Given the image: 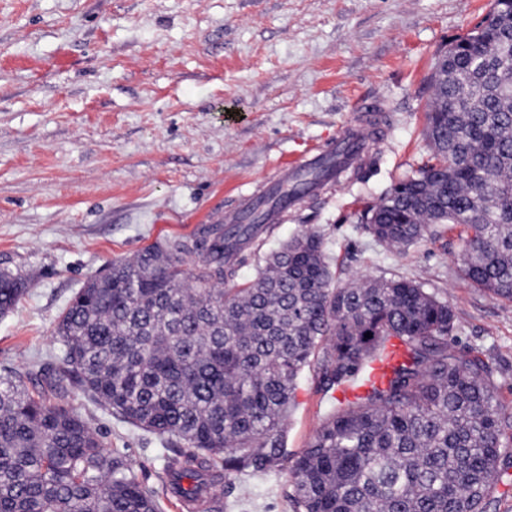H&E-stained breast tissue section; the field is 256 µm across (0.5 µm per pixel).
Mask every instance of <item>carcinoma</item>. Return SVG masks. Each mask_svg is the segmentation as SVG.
I'll return each mask as SVG.
<instances>
[{
	"label": "carcinoma",
	"instance_id": "1",
	"mask_svg": "<svg viewBox=\"0 0 512 512\" xmlns=\"http://www.w3.org/2000/svg\"><path fill=\"white\" fill-rule=\"evenodd\" d=\"M434 61L426 139L434 164L360 217L389 249L459 228L471 284L512 303V0ZM222 224L152 244L84 282L58 317L61 367L0 375V512H159L135 462L65 400L68 387L171 448L174 493L224 512V479L288 461L286 420L311 365L330 388L357 381L392 338L385 386L339 403L288 469L294 512H486L512 446L491 370L454 346L448 302L402 276L336 284L321 236L297 234L242 288L237 254L256 235ZM24 294L0 269V316ZM370 337H365V333Z\"/></svg>",
	"mask_w": 512,
	"mask_h": 512
}]
</instances>
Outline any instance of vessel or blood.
Wrapping results in <instances>:
<instances>
[{"mask_svg":"<svg viewBox=\"0 0 512 512\" xmlns=\"http://www.w3.org/2000/svg\"><path fill=\"white\" fill-rule=\"evenodd\" d=\"M378 138L371 130L353 125L343 126L334 143L320 147L315 146L299 154H293L277 162L271 169L263 186L264 193L240 195L234 208L225 210L224 221L228 224L245 225L256 221L271 225L281 223L283 210L281 207L267 203L268 195L280 189H288L295 194L310 190L311 185L305 180L308 172L322 167L342 155L344 149L354 146L365 151L378 145ZM404 358V350L397 341H389L383 354L369 363L363 381L356 387L340 392L343 400H352L366 395L372 388L383 386L392 369Z\"/></svg>","mask_w":512,"mask_h":512,"instance_id":"1","label":"vessel or blood"}]
</instances>
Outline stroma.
I'll return each instance as SVG.
<instances>
[{"label": "stroma", "mask_w": 512, "mask_h": 512, "mask_svg": "<svg viewBox=\"0 0 512 512\" xmlns=\"http://www.w3.org/2000/svg\"><path fill=\"white\" fill-rule=\"evenodd\" d=\"M494 0H0V268L26 293L0 318V369L49 361L58 316L84 281L155 241L220 224L276 161L331 140L377 98L376 167L303 199L238 256L235 287L303 231L321 235L338 283L398 274L456 314L461 350L494 371L512 413V305L456 269L458 231L405 251L357 220L430 158L424 113L436 55ZM68 54L60 69L56 59ZM333 399L314 368L296 382L287 447L298 455ZM175 512L160 439L70 393ZM287 470L239 474L224 512H293Z\"/></svg>", "instance_id": "35a3bbf8"}]
</instances>
